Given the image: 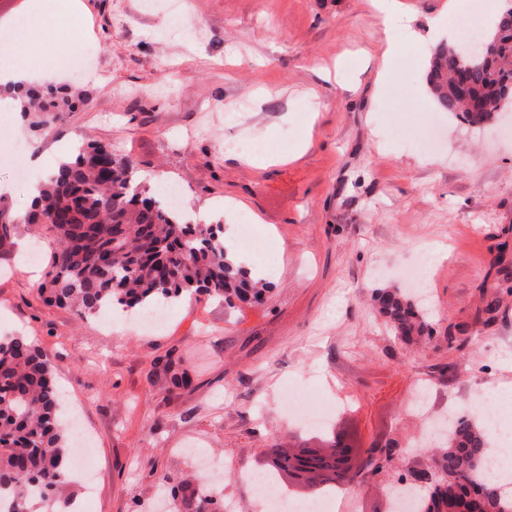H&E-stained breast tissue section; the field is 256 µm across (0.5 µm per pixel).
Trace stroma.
I'll return each instance as SVG.
<instances>
[{
    "mask_svg": "<svg viewBox=\"0 0 512 512\" xmlns=\"http://www.w3.org/2000/svg\"><path fill=\"white\" fill-rule=\"evenodd\" d=\"M83 0L87 76L55 71L87 102L48 128L0 111V182L29 205L28 175L77 144L101 142L134 174L178 187L183 209L237 240L248 217L274 252H244L271 287L260 306L230 308L201 292L168 304L167 323L81 316L37 288L52 244L19 225L0 259V336L48 353L64 421L93 439L102 478L64 489L82 512H159L158 472L186 475L196 445L220 458L227 512H261L236 473L267 465L265 445L320 446L287 406L322 397L330 426L369 450H393L382 471L359 470L358 512H383L386 484L428 461L433 416L469 413L512 388V117L485 126L437 112L426 74L448 29V0H403L405 29L388 32L372 0ZM434 338L405 345L377 313L373 291L410 288ZM497 300L494 322L477 317ZM473 335L449 350L450 326ZM190 382L173 387L163 365Z\"/></svg>",
    "mask_w": 512,
    "mask_h": 512,
    "instance_id": "1",
    "label": "stroma"
}]
</instances>
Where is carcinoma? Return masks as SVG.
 I'll return each mask as SVG.
<instances>
[{
	"instance_id": "obj_1",
	"label": "carcinoma",
	"mask_w": 512,
	"mask_h": 512,
	"mask_svg": "<svg viewBox=\"0 0 512 512\" xmlns=\"http://www.w3.org/2000/svg\"><path fill=\"white\" fill-rule=\"evenodd\" d=\"M441 112L462 115L480 126L493 118L490 107L512 90V11L468 50L446 42L432 53L426 75ZM85 96L68 87H28L21 112L47 127L73 112ZM20 224H37L52 234L54 248L39 293L45 300L97 315L120 305L142 310L183 294L205 290L236 301L264 302L267 288L255 280L216 239L219 224H195L169 208L162 194L136 182L132 163L116 158L103 143L78 148L58 164L28 213L17 215L0 198V256L10 254ZM378 313L404 342L432 337L411 298L398 289L375 296ZM61 401L48 359L25 337H0V502L9 512H68V448L60 425ZM436 451L437 475L427 484L423 512H440L448 492L461 481L481 494L478 512H512V484L487 475L489 433L460 417ZM326 447L303 446L294 455L266 444L268 470L286 472L303 459L312 462V494L345 486L351 468L336 465V449L347 447L337 432ZM196 475L171 488L174 512H224V504L200 492Z\"/></svg>"
}]
</instances>
